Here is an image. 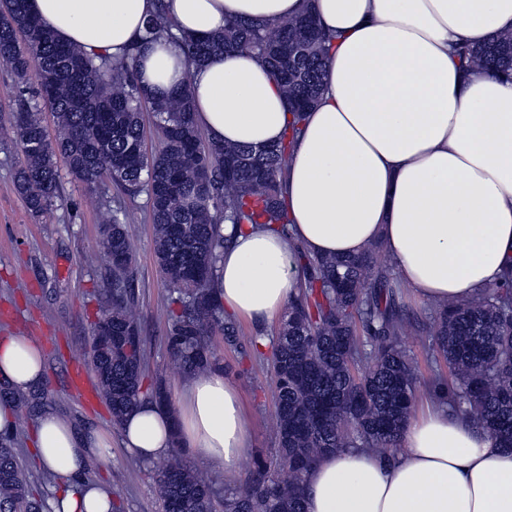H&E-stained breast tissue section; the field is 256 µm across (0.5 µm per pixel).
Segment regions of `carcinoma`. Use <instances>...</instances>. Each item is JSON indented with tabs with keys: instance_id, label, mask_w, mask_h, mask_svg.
I'll list each match as a JSON object with an SVG mask.
<instances>
[{
	"instance_id": "1",
	"label": "carcinoma",
	"mask_w": 512,
	"mask_h": 512,
	"mask_svg": "<svg viewBox=\"0 0 512 512\" xmlns=\"http://www.w3.org/2000/svg\"><path fill=\"white\" fill-rule=\"evenodd\" d=\"M170 22L157 12L146 40ZM333 37L312 10L276 24L237 20L208 38L186 37L190 65L217 51L253 54L273 69L288 101V140L302 113L318 100ZM459 61L487 72H512V33L479 46L463 45ZM0 64L38 86L14 100V139L23 155L15 187L38 219L62 199L57 164L102 209V247L112 286L102 289L91 330L89 360L115 425L142 401L161 407V384L144 385L148 354L130 288L134 252L126 218L108 204L114 186L146 194L155 229L154 252L168 290L170 359L187 376L219 369L214 339L239 345L235 320L224 316L218 291L224 251L221 224L286 232L279 202L288 145L255 149L211 141L196 125L184 83L164 97L139 84L134 61L94 59L60 43L29 11L28 0H0ZM55 113L58 134L47 137L40 114ZM153 115L160 148L143 147V114ZM374 245L354 257L298 252L300 281L275 335L251 337L246 357L269 366L275 399V457L252 461L244 483L224 492L194 468L179 447L153 467L164 512H305L306 477L321 456L343 448L387 453L401 437L420 396L417 359L403 345L412 325L401 290L375 267ZM428 354L448 364V401L500 447L512 451V278L470 303L440 308ZM30 490L15 442L0 437V512H44Z\"/></svg>"
}]
</instances>
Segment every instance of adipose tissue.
<instances>
[{"label": "adipose tissue", "mask_w": 512, "mask_h": 512, "mask_svg": "<svg viewBox=\"0 0 512 512\" xmlns=\"http://www.w3.org/2000/svg\"><path fill=\"white\" fill-rule=\"evenodd\" d=\"M159 7L170 32L135 50ZM309 7L336 40L323 95L303 117L282 178L291 222L283 235L225 226L226 315L278 320L298 292L299 249L349 256L381 244L403 285L434 306L501 284L512 273V75L464 70L455 50L512 31V0H29L33 15L87 55L135 56L149 91L189 82L207 137L255 148L279 143L290 118L271 68L221 52L190 69L183 39L222 32L231 19L275 22ZM43 380L39 344L0 337V382L27 392ZM121 434L141 459L178 441L228 475L251 449L241 394L218 371L190 377L176 411L140 403ZM28 441L58 480L50 512H111L110 488L86 476L112 445L105 428L76 429L48 408ZM305 510L512 512V452L433 396L395 457L367 448L320 457Z\"/></svg>", "instance_id": "adipose-tissue-1"}]
</instances>
